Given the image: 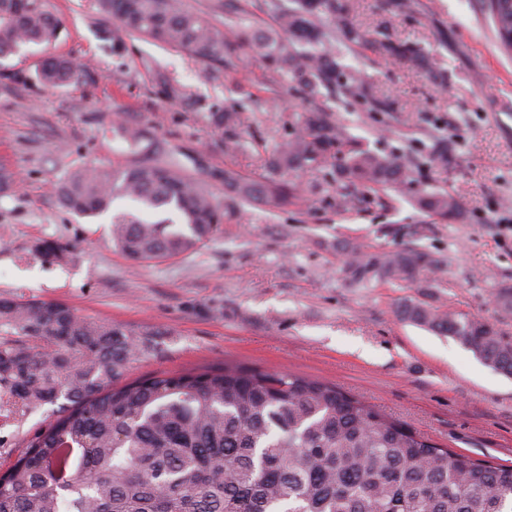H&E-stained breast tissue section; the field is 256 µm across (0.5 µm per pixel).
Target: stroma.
<instances>
[{
	"label": "stroma",
	"mask_w": 512,
	"mask_h": 512,
	"mask_svg": "<svg viewBox=\"0 0 512 512\" xmlns=\"http://www.w3.org/2000/svg\"><path fill=\"white\" fill-rule=\"evenodd\" d=\"M349 0L353 23L418 44L433 72L366 49L344 53L388 106L344 108L351 134L370 149L410 162L403 193L344 192L324 169L293 173L302 207L278 211L231 203L224 172L260 179L305 102L288 78L267 86L262 62L242 55L206 64L188 53L120 29L93 0H47L63 23L59 41L0 62V166L14 179L0 188V298L60 302L77 315L134 330L146 349L125 381L237 364L326 381L416 433L473 459L512 465V378L482 364L455 339L402 320L406 302L483 318L512 339V311L493 302L512 287V57L499 51L479 0ZM79 64L63 86L37 76L42 59ZM232 106L233 128L215 116ZM127 127L177 157L229 214L196 251L134 261L112 242V216L82 217L56 189L73 172L126 166ZM448 155L447 166L433 162ZM445 190L458 215L419 210V192ZM414 243L439 267L415 284L352 282L341 249L377 254ZM63 247L42 256L44 244ZM47 411L0 428V473L25 451Z\"/></svg>",
	"instance_id": "1"
}]
</instances>
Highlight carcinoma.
Returning a JSON list of instances; mask_svg holds the SVG:
<instances>
[{
    "mask_svg": "<svg viewBox=\"0 0 512 512\" xmlns=\"http://www.w3.org/2000/svg\"><path fill=\"white\" fill-rule=\"evenodd\" d=\"M130 33L221 64L230 48L291 76L308 103L328 92L369 101L357 71L338 67L343 51L429 67L414 44L396 43L349 19L347 0H270L272 24L220 28L180 0H95ZM499 50L512 55V0H480ZM62 23L46 0H0V59L52 45ZM73 59H45L37 75L63 86ZM144 157L120 170L76 172L57 188L73 213L109 210L128 199L161 215L112 217V238L135 260L191 253L227 212L172 155L144 134L124 131ZM331 166L339 181L374 193L403 190L406 166L352 137L345 119L308 111L290 124L262 180L224 171L231 198L269 210L302 197L284 174ZM417 205L433 216L458 211L447 191ZM173 211L178 222L163 214ZM437 261L406 246L368 255L354 245L345 271L355 282L412 284ZM401 315L448 335L492 370L512 378V340L491 323L452 310L406 303ZM134 332L77 316L57 302L0 299V423L51 407L27 450L0 475V512H512V466L482 463L443 448L336 385L237 365L120 383L141 345Z\"/></svg>",
    "mask_w": 512,
    "mask_h": 512,
    "instance_id": "cac0c4a2",
    "label": "carcinoma"
}]
</instances>
